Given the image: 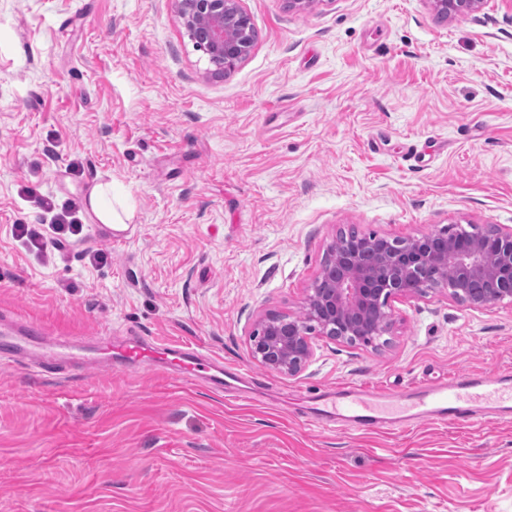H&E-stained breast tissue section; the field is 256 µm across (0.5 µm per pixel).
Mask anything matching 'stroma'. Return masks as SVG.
I'll use <instances>...</instances> for the list:
<instances>
[{
    "mask_svg": "<svg viewBox=\"0 0 512 512\" xmlns=\"http://www.w3.org/2000/svg\"><path fill=\"white\" fill-rule=\"evenodd\" d=\"M241 5L256 42L215 78L175 0H0V331L40 324L37 357L156 338L256 380L0 360V512H512V419L357 434L302 415L339 385L512 370L511 305L398 301L384 350L323 342L292 378L248 346L259 315L301 314L339 232L512 226V12ZM108 181L122 231L87 207ZM47 199L84 225L58 253L14 235Z\"/></svg>",
    "mask_w": 512,
    "mask_h": 512,
    "instance_id": "1",
    "label": "stroma"
}]
</instances>
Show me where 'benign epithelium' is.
Listing matches in <instances>:
<instances>
[{"instance_id": "benign-epithelium-1", "label": "benign epithelium", "mask_w": 512, "mask_h": 512, "mask_svg": "<svg viewBox=\"0 0 512 512\" xmlns=\"http://www.w3.org/2000/svg\"><path fill=\"white\" fill-rule=\"evenodd\" d=\"M184 29L207 58V74L222 76L251 52L254 27L240 0H177ZM489 0H430L444 16H467ZM452 265L453 281L433 270ZM444 290L479 310L512 304V228L475 225L416 236L339 235L326 250L298 316L269 313L249 333L252 358L284 377L315 362V340L349 346H385L393 324L390 302Z\"/></svg>"}]
</instances>
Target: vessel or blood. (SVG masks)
<instances>
[{
	"label": "vessel or blood",
	"mask_w": 512,
	"mask_h": 512,
	"mask_svg": "<svg viewBox=\"0 0 512 512\" xmlns=\"http://www.w3.org/2000/svg\"><path fill=\"white\" fill-rule=\"evenodd\" d=\"M41 333L39 325L28 322L17 333L0 336V357L19 356ZM103 344L105 359L118 360L124 366L161 367L183 379L205 377L213 386L222 384L199 353L156 340L115 344L107 338ZM305 412L320 426L360 433L400 430L422 420L470 425L512 415V373H456L443 383H416L400 390L344 385L313 401Z\"/></svg>",
	"instance_id": "1"
}]
</instances>
